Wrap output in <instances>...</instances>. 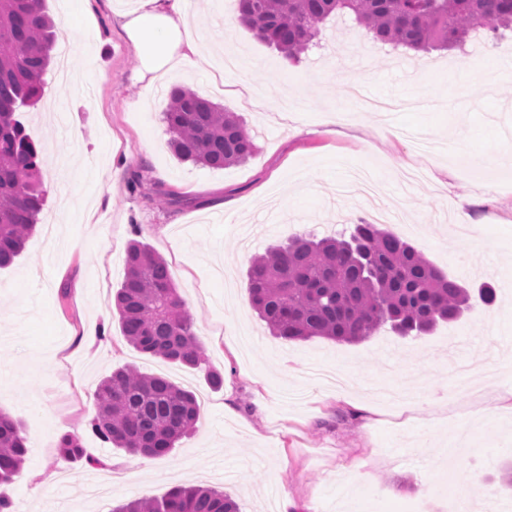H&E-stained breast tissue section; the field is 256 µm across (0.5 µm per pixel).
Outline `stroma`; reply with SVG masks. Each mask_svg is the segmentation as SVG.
<instances>
[{
	"mask_svg": "<svg viewBox=\"0 0 512 512\" xmlns=\"http://www.w3.org/2000/svg\"><path fill=\"white\" fill-rule=\"evenodd\" d=\"M237 4L189 0L202 53L143 98L138 59L112 22L137 0H89L82 16L74 0H44L74 45L66 58L53 51L42 99L18 114L43 148L45 205L24 253L0 270V410L28 447L0 496L14 512H87L80 492L93 483L107 484L109 510L201 485L241 512H280L287 493L301 512H409L429 487L475 512H512V413L474 415L512 381V166L470 161L512 143V32L389 52L339 16L291 60L240 26ZM226 46L242 65L222 73ZM480 54L490 67L473 66ZM174 84L236 113L255 155L221 169L180 162L164 121ZM78 160L92 182L79 181ZM202 185L223 187L225 206ZM164 191L179 203H160ZM462 198L475 201L464 234ZM381 207L396 213L383 230L469 290L490 284L494 303L473 300L420 336L387 325L352 344L273 336L251 307V258L294 237L349 234ZM135 239L167 261L221 387L123 338L112 299ZM126 365L205 401L197 430L165 457L93 429L98 383ZM67 433L82 448L74 461L58 448Z\"/></svg>",
	"mask_w": 512,
	"mask_h": 512,
	"instance_id": "obj_1",
	"label": "stroma"
}]
</instances>
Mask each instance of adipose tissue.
I'll return each instance as SVG.
<instances>
[{"label": "adipose tissue", "mask_w": 512, "mask_h": 512, "mask_svg": "<svg viewBox=\"0 0 512 512\" xmlns=\"http://www.w3.org/2000/svg\"><path fill=\"white\" fill-rule=\"evenodd\" d=\"M138 2L117 22L139 60L136 79L149 89L160 75L193 65L199 50L187 22L186 0Z\"/></svg>", "instance_id": "ef3b65f1"}]
</instances>
